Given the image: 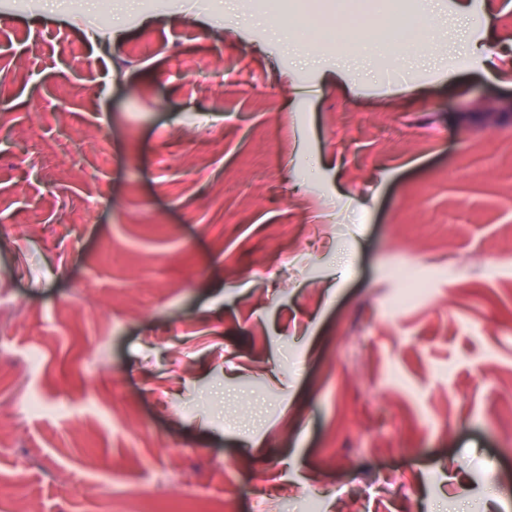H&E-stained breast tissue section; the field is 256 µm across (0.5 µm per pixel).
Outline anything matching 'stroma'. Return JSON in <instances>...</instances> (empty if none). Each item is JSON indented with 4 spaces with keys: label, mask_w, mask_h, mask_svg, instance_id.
<instances>
[{
    "label": "stroma",
    "mask_w": 512,
    "mask_h": 512,
    "mask_svg": "<svg viewBox=\"0 0 512 512\" xmlns=\"http://www.w3.org/2000/svg\"><path fill=\"white\" fill-rule=\"evenodd\" d=\"M350 2L0 0V478L33 512H512V0H469L486 71L458 0L396 61ZM419 224L448 236L396 309ZM393 271L402 288H404V292L398 295L395 300L396 305L405 306L425 291L426 284L422 281L414 265L397 264Z\"/></svg>",
    "instance_id": "stroma-1"
}]
</instances>
